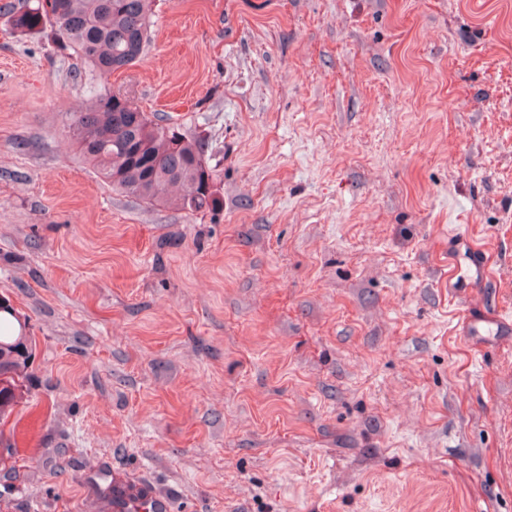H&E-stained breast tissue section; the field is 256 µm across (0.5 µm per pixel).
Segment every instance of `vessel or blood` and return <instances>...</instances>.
Here are the masks:
<instances>
[{
  "mask_svg": "<svg viewBox=\"0 0 512 512\" xmlns=\"http://www.w3.org/2000/svg\"><path fill=\"white\" fill-rule=\"evenodd\" d=\"M89 482L97 492L111 498L113 512H173L169 498L122 472L96 470L90 473Z\"/></svg>",
  "mask_w": 512,
  "mask_h": 512,
  "instance_id": "1",
  "label": "vessel or blood"
}]
</instances>
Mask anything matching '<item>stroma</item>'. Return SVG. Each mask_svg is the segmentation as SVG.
Returning <instances> with one entry per match:
<instances>
[{
    "mask_svg": "<svg viewBox=\"0 0 512 512\" xmlns=\"http://www.w3.org/2000/svg\"><path fill=\"white\" fill-rule=\"evenodd\" d=\"M85 72L0 16V297L36 342L0 512H111L97 468L174 512H512V0H154L106 84L201 145L205 212L84 161Z\"/></svg>",
    "mask_w": 512,
    "mask_h": 512,
    "instance_id": "1",
    "label": "stroma"
}]
</instances>
